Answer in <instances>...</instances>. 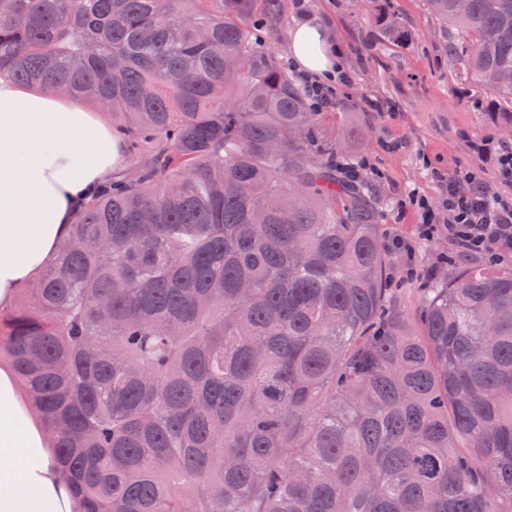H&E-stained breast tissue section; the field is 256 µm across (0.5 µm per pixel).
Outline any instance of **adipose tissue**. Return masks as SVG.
<instances>
[{"instance_id":"obj_1","label":"adipose tissue","mask_w":512,"mask_h":512,"mask_svg":"<svg viewBox=\"0 0 512 512\" xmlns=\"http://www.w3.org/2000/svg\"><path fill=\"white\" fill-rule=\"evenodd\" d=\"M290 48L304 76L326 80L343 69L339 44L315 18L294 25ZM122 155L110 124L79 100L0 79V308L54 260L80 203ZM0 512H82L7 366L0 367Z\"/></svg>"}]
</instances>
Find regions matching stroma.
Masks as SVG:
<instances>
[{"label":"stroma","mask_w":512,"mask_h":512,"mask_svg":"<svg viewBox=\"0 0 512 512\" xmlns=\"http://www.w3.org/2000/svg\"><path fill=\"white\" fill-rule=\"evenodd\" d=\"M393 5L401 34L384 37L375 22L379 9ZM272 23H257L255 34L278 60L288 61L290 31L301 14L318 18L344 51L348 82L337 93L326 125L348 131L344 160H369L382 174L370 191L379 213L380 235H415L420 221L414 210H401L409 193L437 201L431 168L452 173L468 166L483 171L488 194L512 196V187L496 177L500 143H512L496 114L481 109L484 90L461 83L448 63V42L455 34L431 12L427 0H281ZM393 105L395 117L372 111V102ZM395 141L399 151H385ZM451 246L441 236L417 245L420 274L396 275L395 286L407 308L417 305L418 290L427 284L426 271Z\"/></svg>","instance_id":"35a3bbf8"}]
</instances>
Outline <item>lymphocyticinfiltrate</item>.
I'll list each match as a JSON object with an SVG mask.
<instances>
[{
	"label": "lymphocytic infiltrate",
	"mask_w": 512,
	"mask_h": 512,
	"mask_svg": "<svg viewBox=\"0 0 512 512\" xmlns=\"http://www.w3.org/2000/svg\"><path fill=\"white\" fill-rule=\"evenodd\" d=\"M469 186L468 192H459L458 182ZM440 202L431 206L427 200H418L420 222L416 240L399 236L388 241L390 251L404 259L407 276L417 274V241H429L437 236H447L454 245L452 256H440V263L449 259L481 257L491 262L512 256V199L486 193L482 177L469 170L459 178L438 177Z\"/></svg>",
	"instance_id": "lymphocytic-infiltrate-1"
}]
</instances>
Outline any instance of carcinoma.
Here are the masks:
<instances>
[{
    "label": "carcinoma",
    "mask_w": 512,
    "mask_h": 512,
    "mask_svg": "<svg viewBox=\"0 0 512 512\" xmlns=\"http://www.w3.org/2000/svg\"><path fill=\"white\" fill-rule=\"evenodd\" d=\"M428 4L512 128V0ZM271 8L0 0V78L103 106L129 161L0 358L86 512H512V269L405 308L366 182L256 43Z\"/></svg>",
    "instance_id": "1"
}]
</instances>
